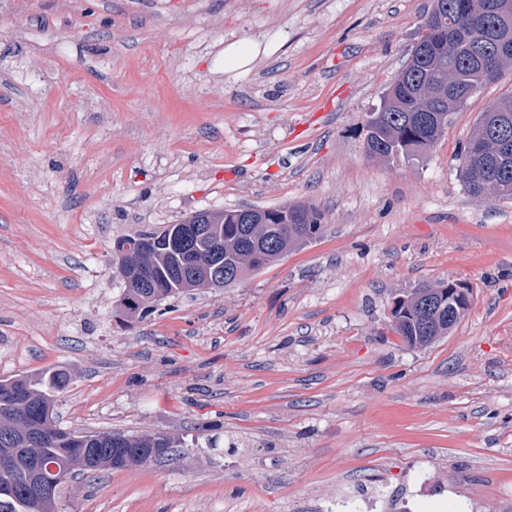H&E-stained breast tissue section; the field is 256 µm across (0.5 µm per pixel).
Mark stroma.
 Returning a JSON list of instances; mask_svg holds the SVG:
<instances>
[{
	"instance_id": "stroma-1",
	"label": "stroma",
	"mask_w": 512,
	"mask_h": 512,
	"mask_svg": "<svg viewBox=\"0 0 512 512\" xmlns=\"http://www.w3.org/2000/svg\"><path fill=\"white\" fill-rule=\"evenodd\" d=\"M431 0H37L0 8V379L65 367L61 427L187 445L55 512H512V201L458 174L470 98L431 152L371 160L361 125ZM260 45L224 69L227 43ZM305 202L317 237L248 278L119 306L116 238ZM473 288L430 346L393 332L425 283Z\"/></svg>"
}]
</instances>
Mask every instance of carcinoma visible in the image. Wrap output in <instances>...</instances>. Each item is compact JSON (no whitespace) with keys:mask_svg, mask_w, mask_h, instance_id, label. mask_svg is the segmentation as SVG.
Listing matches in <instances>:
<instances>
[{"mask_svg":"<svg viewBox=\"0 0 512 512\" xmlns=\"http://www.w3.org/2000/svg\"><path fill=\"white\" fill-rule=\"evenodd\" d=\"M429 13L421 26H437L440 34L423 57L410 58L379 106L366 114L363 147L372 159L417 160L426 155L468 99L497 81L512 63V0H432ZM459 176L475 199L512 201L511 94L480 113L460 155ZM323 220L322 212L309 203L226 210L224 254H210L207 236L190 239L189 247L203 262L218 266L227 286L303 243L292 225H306V236L314 238ZM141 263L150 282L126 285L120 301L130 316L143 319L154 302L177 297L204 281L201 270L188 266L178 253L162 250L142 257ZM470 307L471 301L457 300L427 284L394 302L392 329L408 346L427 347L448 335V319L459 324ZM15 381L22 396L14 407L0 410V448L15 449L23 460L35 459L49 475L62 467L69 475L142 467L182 447L181 440L163 433L99 432L97 436L103 438L116 436L124 452L114 458L108 442L96 441L91 447L100 449L99 459L96 467L88 469L78 444L47 440L27 445L21 438L26 421L47 424L54 418L57 397L70 386L71 374L59 367L17 376ZM0 512H28L22 487L9 496L0 494Z\"/></svg>","mask_w":512,"mask_h":512,"instance_id":"carcinoma-1","label":"carcinoma"}]
</instances>
